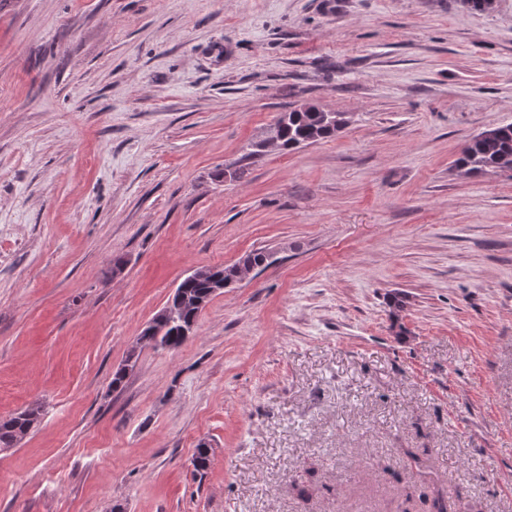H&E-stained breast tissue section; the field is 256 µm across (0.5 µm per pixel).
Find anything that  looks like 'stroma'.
I'll return each mask as SVG.
<instances>
[{
    "mask_svg": "<svg viewBox=\"0 0 512 512\" xmlns=\"http://www.w3.org/2000/svg\"><path fill=\"white\" fill-rule=\"evenodd\" d=\"M505 123L512 0H0V512H512V173L457 164ZM288 116V111L280 114L273 127L270 128L268 136L257 144L258 150H267L274 144L279 145L281 128L283 124H288L282 130V148L291 150L302 145L311 144L320 140L334 137L345 125V117L336 114V122H325L322 112H328L324 109L314 106L305 105L293 109ZM273 258V254H269V258H267V253L265 251L256 250L250 253L245 254L240 260L231 266L226 267H217L212 268L216 271V274L223 275L224 282L234 281L238 270L241 266L248 268L249 266L261 267L268 264V260ZM171 313L172 311L169 309L160 311L161 315H165L168 318L171 316ZM196 319L197 314L195 313L194 308H176L175 316L166 320V329L163 335L157 338L155 334H152L155 329V325H151L143 330L142 336L139 340L146 343L154 342L160 345L168 344L170 349L178 348L189 337L183 336L182 331L186 329L191 332V326ZM40 406L26 408L0 419V450L14 448L31 430L41 415Z\"/></svg>",
    "mask_w": 512,
    "mask_h": 512,
    "instance_id": "stroma-1",
    "label": "stroma"
}]
</instances>
